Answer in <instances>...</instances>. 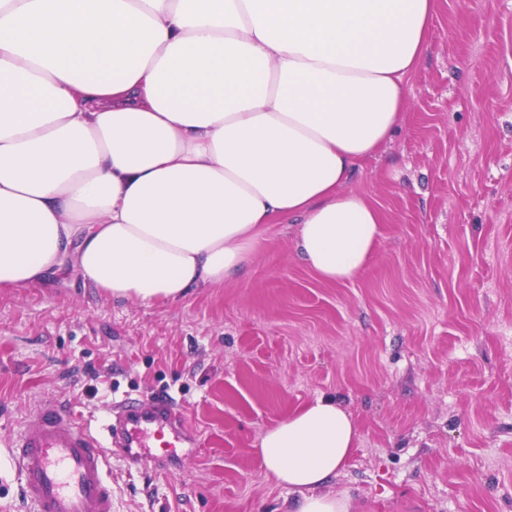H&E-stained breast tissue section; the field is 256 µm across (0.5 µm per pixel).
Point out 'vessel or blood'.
I'll use <instances>...</instances> for the list:
<instances>
[{"mask_svg":"<svg viewBox=\"0 0 512 512\" xmlns=\"http://www.w3.org/2000/svg\"><path fill=\"white\" fill-rule=\"evenodd\" d=\"M112 410L118 427L98 430L58 399L28 416L9 453L32 512H112L108 435L120 438L124 457L138 466L172 463L180 448L197 443L184 414L169 402L144 407L126 398Z\"/></svg>","mask_w":512,"mask_h":512,"instance_id":"vessel-or-blood-1","label":"vessel or blood"}]
</instances>
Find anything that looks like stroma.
<instances>
[{"mask_svg":"<svg viewBox=\"0 0 512 512\" xmlns=\"http://www.w3.org/2000/svg\"><path fill=\"white\" fill-rule=\"evenodd\" d=\"M349 189L381 209L355 280H320L295 225L187 297L116 300L68 269L0 288V512H27L7 452L62 398L93 425L168 397L198 444L164 468L113 452L114 512H288L261 434L318 396L358 437L325 491L358 512H512V0H437L403 120Z\"/></svg>","mask_w":512,"mask_h":512,"instance_id":"stroma-1","label":"stroma"}]
</instances>
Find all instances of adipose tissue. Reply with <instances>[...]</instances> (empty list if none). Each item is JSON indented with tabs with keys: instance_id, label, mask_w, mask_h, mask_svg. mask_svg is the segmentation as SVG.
Instances as JSON below:
<instances>
[{
	"instance_id": "ef3b65f1",
	"label": "adipose tissue",
	"mask_w": 512,
	"mask_h": 512,
	"mask_svg": "<svg viewBox=\"0 0 512 512\" xmlns=\"http://www.w3.org/2000/svg\"><path fill=\"white\" fill-rule=\"evenodd\" d=\"M436 0H0V287L73 265L116 299H180L297 223L322 280L359 276L383 222L346 185L397 131ZM315 398L259 440L291 512L355 444Z\"/></svg>"
}]
</instances>
